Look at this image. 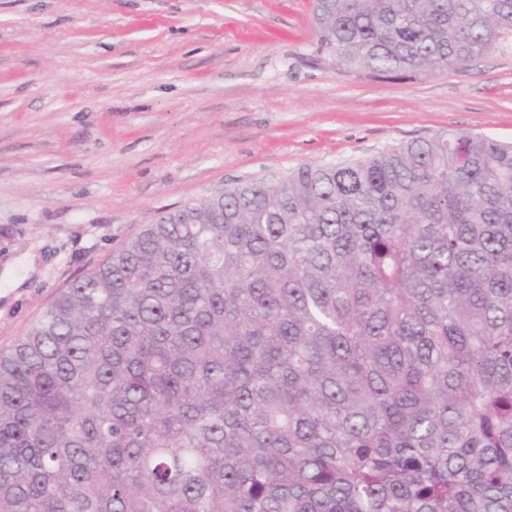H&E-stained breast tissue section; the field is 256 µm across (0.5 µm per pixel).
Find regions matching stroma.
Segmentation results:
<instances>
[{
    "instance_id": "obj_1",
    "label": "stroma",
    "mask_w": 512,
    "mask_h": 512,
    "mask_svg": "<svg viewBox=\"0 0 512 512\" xmlns=\"http://www.w3.org/2000/svg\"><path fill=\"white\" fill-rule=\"evenodd\" d=\"M312 0H0V352L161 216L305 163L458 131L512 140V39L366 75L315 53Z\"/></svg>"
}]
</instances>
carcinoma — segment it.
<instances>
[{
    "label": "carcinoma",
    "instance_id": "obj_1",
    "mask_svg": "<svg viewBox=\"0 0 512 512\" xmlns=\"http://www.w3.org/2000/svg\"><path fill=\"white\" fill-rule=\"evenodd\" d=\"M339 70L458 68L512 0H314ZM0 512H512V143L147 224L0 352Z\"/></svg>",
    "mask_w": 512,
    "mask_h": 512
}]
</instances>
